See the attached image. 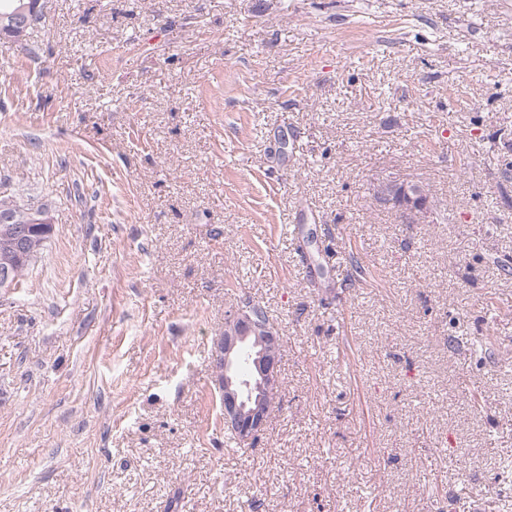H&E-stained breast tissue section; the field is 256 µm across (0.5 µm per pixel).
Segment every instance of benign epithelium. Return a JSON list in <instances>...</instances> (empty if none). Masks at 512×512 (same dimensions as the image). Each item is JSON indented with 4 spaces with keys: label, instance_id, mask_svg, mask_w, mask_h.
Listing matches in <instances>:
<instances>
[{
    "label": "benign epithelium",
    "instance_id": "1",
    "mask_svg": "<svg viewBox=\"0 0 512 512\" xmlns=\"http://www.w3.org/2000/svg\"><path fill=\"white\" fill-rule=\"evenodd\" d=\"M398 207L407 214L422 212L421 199L409 183L398 184ZM29 224H12L6 215H0V234L7 241L0 254V289H10L16 283L15 272L34 258L32 242L53 233L54 224L43 213H32ZM254 343L256 351L253 371L260 383L259 394L246 401L235 373L243 345ZM279 336L271 320L240 309L224 322V336L214 345L213 360L221 365L217 385L223 397L224 429L249 442L257 438L268 425L281 391Z\"/></svg>",
    "mask_w": 512,
    "mask_h": 512
}]
</instances>
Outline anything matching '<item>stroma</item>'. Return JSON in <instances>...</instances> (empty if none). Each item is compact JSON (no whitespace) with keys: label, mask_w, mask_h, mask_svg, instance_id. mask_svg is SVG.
I'll return each instance as SVG.
<instances>
[{"label":"stroma","mask_w":512,"mask_h":512,"mask_svg":"<svg viewBox=\"0 0 512 512\" xmlns=\"http://www.w3.org/2000/svg\"><path fill=\"white\" fill-rule=\"evenodd\" d=\"M509 168L512 0H48L0 49V196L54 222L0 290V512H512ZM247 297L282 392L237 450ZM392 184H394V182H388L380 186H386L387 191V194H385L384 191H377V197L381 201L385 203L392 202V204H394L395 206L396 204H398V207L407 214H414L417 212H423L425 210V207L422 206V202L419 195L417 194V191L412 186V184L409 183H398L397 187H399V189L397 192V203L394 198H387V196H390L392 194ZM268 316V315H267ZM254 341L256 351L253 371L260 383L259 394L244 401L241 384L235 373L243 345ZM279 336L269 316H253L244 309L227 316L224 336L215 343L213 360L221 365L217 385L223 397L224 429L249 442L257 438L268 425L281 391ZM232 435V436H233ZM237 444H245L237 439Z\"/></svg>","instance_id":"35a3bbf8"}]
</instances>
